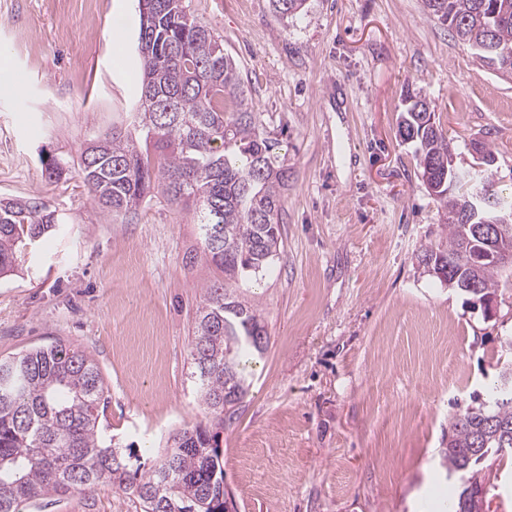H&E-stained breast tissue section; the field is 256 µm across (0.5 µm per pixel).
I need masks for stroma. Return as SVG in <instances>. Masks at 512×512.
I'll use <instances>...</instances> for the list:
<instances>
[{
	"instance_id": "obj_1",
	"label": "stroma",
	"mask_w": 512,
	"mask_h": 512,
	"mask_svg": "<svg viewBox=\"0 0 512 512\" xmlns=\"http://www.w3.org/2000/svg\"><path fill=\"white\" fill-rule=\"evenodd\" d=\"M238 62L290 171L283 244L245 283L269 336L221 432L239 512H436L448 419L474 406L512 338V286L492 317L424 273L441 211L398 132L406 89L455 136L488 142L512 189V80L482 66L422 0H187ZM123 29V46L109 33ZM138 0H0V200L37 198L56 232L0 278V359L60 343L97 361L107 432L142 470L185 424H214L190 379L192 319L214 276L192 209L152 198L113 216L78 166L88 140L132 130ZM63 163L48 178L47 159ZM24 512H142L110 484Z\"/></svg>"
}]
</instances>
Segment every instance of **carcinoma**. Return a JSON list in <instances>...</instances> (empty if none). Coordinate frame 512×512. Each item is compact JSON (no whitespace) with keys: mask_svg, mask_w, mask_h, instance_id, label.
I'll list each match as a JSON object with an SVG mask.
<instances>
[{"mask_svg":"<svg viewBox=\"0 0 512 512\" xmlns=\"http://www.w3.org/2000/svg\"><path fill=\"white\" fill-rule=\"evenodd\" d=\"M307 0H269L282 19L302 13ZM428 16L452 37L484 46L479 60L496 61L512 78V0H423ZM138 43L142 77L136 112L141 136L114 129L95 135L80 154L90 198L120 214L147 197L193 206L205 255L223 274L206 284L193 321L190 378L217 425L236 412L249 383L246 362L268 349L258 308L239 300V285L267 272L282 242L279 215L288 188V166L279 141L258 121L237 61L224 42L190 12L186 0H139ZM399 135L416 144L422 179L442 212L445 239L422 249L423 268L471 298L496 295L512 282V267L474 254L485 247L464 221L477 195L479 217L512 213L489 177L467 186L465 170L448 167L454 138L426 98L407 93ZM58 224L55 211L34 199L0 202V276L14 271L21 247ZM501 381L477 405L448 420L443 449L448 476L458 484L441 512H490L470 482L482 455L476 448H509L512 402L496 404ZM105 381L86 351L59 344L0 360V512H19L46 496L93 490L99 483L137 497L144 512H224V462L219 432L201 423L169 438L159 463L131 470L102 434Z\"/></svg>","mask_w":512,"mask_h":512,"instance_id":"1","label":"carcinoma"}]
</instances>
